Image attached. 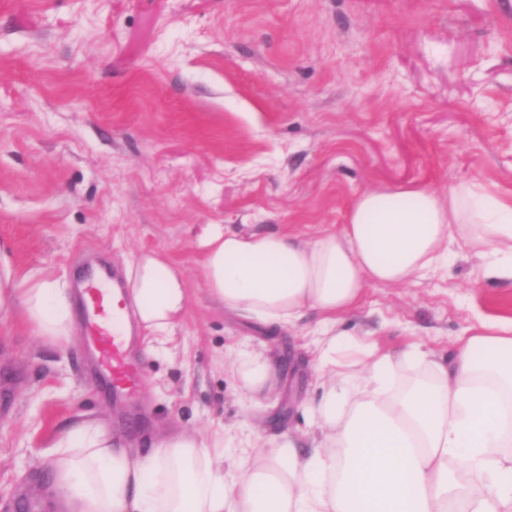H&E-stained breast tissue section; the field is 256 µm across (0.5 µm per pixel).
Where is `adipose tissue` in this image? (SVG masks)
Listing matches in <instances>:
<instances>
[{
	"instance_id": "ef3b65f1",
	"label": "adipose tissue",
	"mask_w": 512,
	"mask_h": 512,
	"mask_svg": "<svg viewBox=\"0 0 512 512\" xmlns=\"http://www.w3.org/2000/svg\"><path fill=\"white\" fill-rule=\"evenodd\" d=\"M463 246L487 258L485 276L512 278V196L467 182L443 196L419 184L377 189L351 202L341 232L312 239L210 225L199 241L203 283L224 308L276 327L320 316L314 371L324 393L308 408L310 453L291 439L250 442L228 477L199 434L164 435L142 453L83 419L51 452L60 512H512V327L478 321L444 360L414 344L383 353L336 331L368 284L411 283ZM128 282L147 328L165 334L183 319L190 285L167 257L142 255ZM18 317L40 339L72 337L66 288L49 277L17 285L0 251V322ZM353 360L363 367L356 385ZM234 368L251 395L279 389L269 359ZM407 370L415 378L394 388Z\"/></svg>"
}]
</instances>
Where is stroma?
<instances>
[{"label":"stroma","instance_id":"1","mask_svg":"<svg viewBox=\"0 0 512 512\" xmlns=\"http://www.w3.org/2000/svg\"><path fill=\"white\" fill-rule=\"evenodd\" d=\"M512 192V0H0V251L19 281L66 288L83 264L127 274L164 253L191 285L165 336L139 329L145 418L94 387L81 351L0 324V512L47 500L51 445L79 419L147 449L197 430L306 442L322 390L317 314L269 329L203 285L204 227L311 237L350 202L407 182ZM473 252L408 285H369L337 315L382 350L436 356L477 319L512 320V279ZM263 353L276 396L247 399L230 363Z\"/></svg>","mask_w":512,"mask_h":512}]
</instances>
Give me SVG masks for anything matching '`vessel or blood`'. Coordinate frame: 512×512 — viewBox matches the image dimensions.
<instances>
[{
  "label": "vessel or blood",
  "instance_id": "vessel-or-blood-1",
  "mask_svg": "<svg viewBox=\"0 0 512 512\" xmlns=\"http://www.w3.org/2000/svg\"><path fill=\"white\" fill-rule=\"evenodd\" d=\"M84 342L94 369L114 397L138 403L145 385L141 360L133 353L134 337L125 314L126 296L109 286L107 273H90L80 289Z\"/></svg>",
  "mask_w": 512,
  "mask_h": 512
}]
</instances>
